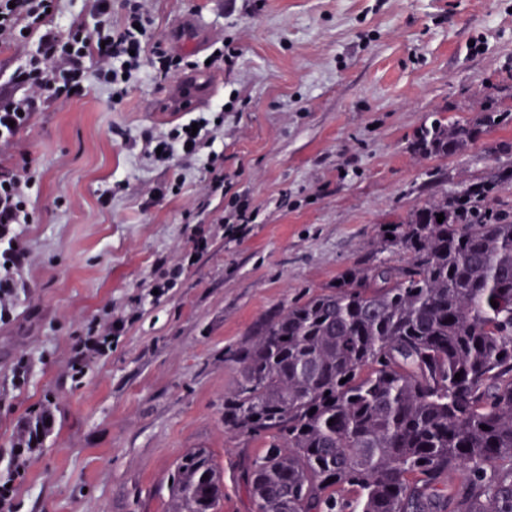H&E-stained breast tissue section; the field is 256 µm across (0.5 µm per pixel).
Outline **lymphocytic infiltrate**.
Returning <instances> with one entry per match:
<instances>
[{"label": "lymphocytic infiltrate", "instance_id": "f902f5d3", "mask_svg": "<svg viewBox=\"0 0 512 512\" xmlns=\"http://www.w3.org/2000/svg\"><path fill=\"white\" fill-rule=\"evenodd\" d=\"M97 16L94 28L71 22L61 29L49 23V11L56 0H0V43L14 47L26 45L29 34H37L34 50L0 84V145L13 143L19 131L30 127L42 106L83 95L90 83H97L111 96L125 98L135 77L149 73L164 79L169 74L195 68V61L156 48L152 58H145L144 48L152 45L154 32L145 0H121V17L113 19L112 0H90ZM96 60L88 68L87 60ZM197 133L185 126L167 134L144 138V152L166 162L176 156L198 154L209 148V162H216L213 146L220 136L219 126L209 119H196ZM32 176L25 173L0 175V325L15 318V299L22 286L19 271L27 248L18 231L19 225L33 221L30 192ZM127 319L114 317L103 309L89 321L73 345L68 368L74 379H81L89 362L105 357L112 350L113 337L122 335ZM39 430L28 431L17 442L12 468L0 478V512H13L19 487L26 479L28 455L39 439Z\"/></svg>", "mask_w": 512, "mask_h": 512}]
</instances>
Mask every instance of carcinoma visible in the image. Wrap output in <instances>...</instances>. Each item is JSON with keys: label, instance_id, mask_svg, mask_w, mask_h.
<instances>
[{"label": "carcinoma", "instance_id": "1", "mask_svg": "<svg viewBox=\"0 0 512 512\" xmlns=\"http://www.w3.org/2000/svg\"><path fill=\"white\" fill-rule=\"evenodd\" d=\"M497 92L464 119L433 113L411 150L461 154L512 122V87ZM508 186L512 162L388 221L401 261L345 269L229 352L224 430L261 445L238 464L248 512H512ZM223 503L214 453H184L169 512Z\"/></svg>", "mask_w": 512, "mask_h": 512}]
</instances>
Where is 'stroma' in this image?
Returning <instances> with one entry per match:
<instances>
[{
	"instance_id": "1",
	"label": "stroma",
	"mask_w": 512,
	"mask_h": 512,
	"mask_svg": "<svg viewBox=\"0 0 512 512\" xmlns=\"http://www.w3.org/2000/svg\"><path fill=\"white\" fill-rule=\"evenodd\" d=\"M156 40L204 20L234 56L198 71L218 79L205 109L224 107V191L210 194L207 155H144L186 113L159 118L171 81L135 83L122 103L93 87L48 104L0 168L29 156L34 223L16 298L0 326V477L22 419L52 423L27 462L16 512H167L169 476L189 449L224 466L223 512H247L237 464L258 442L225 432L224 393L237 380L226 350L263 315L307 298L348 266L378 256L379 231L428 196L482 176L489 145L512 125L447 158L410 144L432 113L456 117L512 81V0H147ZM126 188L111 200L115 183ZM177 193L155 197L162 184ZM248 200L253 223L217 230L175 288L143 294L160 265L179 263L199 223ZM137 313L110 355L81 379L67 368L82 326L104 307ZM27 386L10 385L19 356Z\"/></svg>"
}]
</instances>
